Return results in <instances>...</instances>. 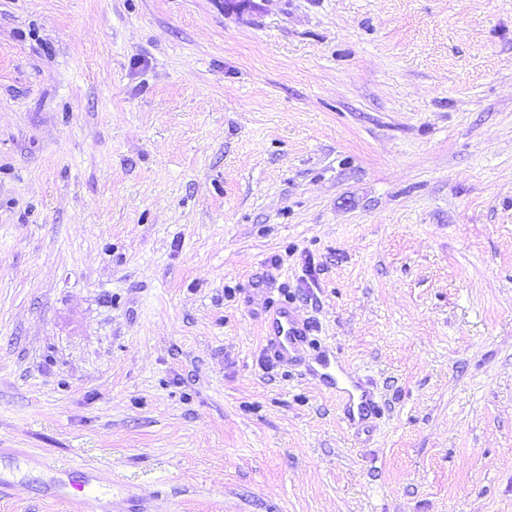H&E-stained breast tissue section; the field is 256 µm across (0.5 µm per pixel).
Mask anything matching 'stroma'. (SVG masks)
Returning <instances> with one entry per match:
<instances>
[{
  "label": "stroma",
  "mask_w": 512,
  "mask_h": 512,
  "mask_svg": "<svg viewBox=\"0 0 512 512\" xmlns=\"http://www.w3.org/2000/svg\"><path fill=\"white\" fill-rule=\"evenodd\" d=\"M225 2L0 0V512H512V0ZM265 352L276 362H286L306 345L307 326L293 307L280 304L264 328ZM310 371L340 403L341 418L348 426L362 424L379 410V401L370 379L361 377L349 365L323 349ZM75 493L70 499L72 511L76 512H95V506L98 502V496L94 489L89 485H80L75 488Z\"/></svg>",
  "instance_id": "stroma-1"
}]
</instances>
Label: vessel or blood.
Masks as SVG:
<instances>
[{
	"instance_id": "obj_1",
	"label": "vessel or blood",
	"mask_w": 512,
	"mask_h": 512,
	"mask_svg": "<svg viewBox=\"0 0 512 512\" xmlns=\"http://www.w3.org/2000/svg\"><path fill=\"white\" fill-rule=\"evenodd\" d=\"M264 341L268 358L288 361L306 346L307 326L299 320L293 307L279 305L264 328ZM311 372L336 396L341 418L348 426L360 425L378 411L379 402L371 380L358 375L330 351L318 353Z\"/></svg>"
}]
</instances>
